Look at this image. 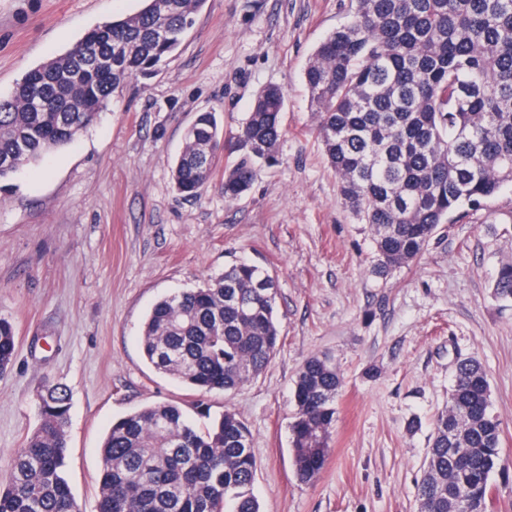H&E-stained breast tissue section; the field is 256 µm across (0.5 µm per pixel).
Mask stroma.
<instances>
[{
    "instance_id": "stroma-1",
    "label": "stroma",
    "mask_w": 512,
    "mask_h": 512,
    "mask_svg": "<svg viewBox=\"0 0 512 512\" xmlns=\"http://www.w3.org/2000/svg\"><path fill=\"white\" fill-rule=\"evenodd\" d=\"M143 5L0 0V94ZM349 15L350 0H206L159 74L125 81L74 142L0 190V318L17 337L0 376V475L51 381L71 395L66 477L78 512H96L113 420L197 401L247 424L260 512H417L433 421L457 360L473 357L502 427L491 512H512V298L495 290L512 261V186L440 225L420 260L379 270L369 225L338 198L304 81L316 47ZM270 85L285 95L278 163L235 200L220 167L199 198L178 196L171 168L196 114L216 112L233 131ZM242 260L276 280L280 346L256 379L200 396L148 365L143 323L159 298ZM314 355L343 386L326 465L305 484L289 423L295 373Z\"/></svg>"
}]
</instances>
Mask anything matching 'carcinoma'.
I'll list each match as a JSON object with an SVG mask.
<instances>
[{
    "mask_svg": "<svg viewBox=\"0 0 512 512\" xmlns=\"http://www.w3.org/2000/svg\"><path fill=\"white\" fill-rule=\"evenodd\" d=\"M204 0H146L105 21L65 53L31 69L0 96V182L92 125L112 92L167 63ZM304 81L338 195L373 231L380 267L418 259L438 226L477 210L512 184V0H355L351 18L313 53ZM283 90L267 86L226 135L216 113H199L172 168L178 194L196 197L224 159V197L246 193L259 167L278 161ZM266 270L234 263L201 288L159 299L141 347L159 373L198 392L235 391L274 358L277 289ZM496 293L512 298V263ZM16 355L0 318V375ZM342 381L329 359L309 357L293 382L289 425L297 479L323 469ZM70 397L55 383L36 395L38 425L0 476V512H75L64 476ZM200 429L173 402L112 423L102 449L97 512H260L256 460L244 422L231 412ZM501 423L473 358L456 364L448 405L433 424L418 483V512H490L500 466Z\"/></svg>",
    "mask_w": 512,
    "mask_h": 512,
    "instance_id": "1",
    "label": "carcinoma"
}]
</instances>
